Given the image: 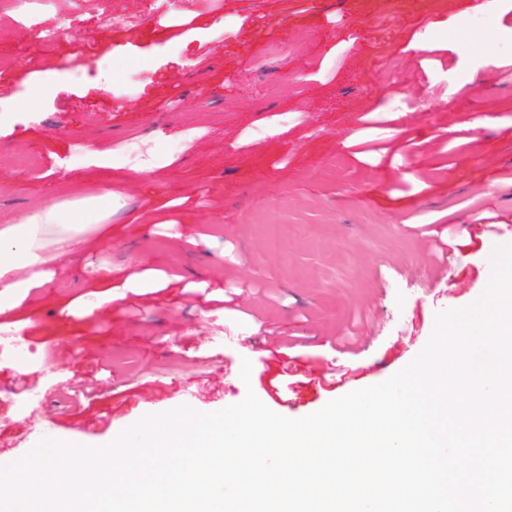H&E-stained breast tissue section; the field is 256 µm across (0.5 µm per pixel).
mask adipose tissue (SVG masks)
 <instances>
[{"instance_id": "obj_1", "label": "adipose tissue", "mask_w": 512, "mask_h": 512, "mask_svg": "<svg viewBox=\"0 0 512 512\" xmlns=\"http://www.w3.org/2000/svg\"><path fill=\"white\" fill-rule=\"evenodd\" d=\"M112 190L101 196L102 206L78 210L50 206L38 209L18 224L0 225V308L44 288L46 266L57 253L80 243L91 225L109 215L107 205L115 200Z\"/></svg>"}]
</instances>
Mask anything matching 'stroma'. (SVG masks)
I'll return each instance as SVG.
<instances>
[{
	"label": "stroma",
	"mask_w": 512,
	"mask_h": 512,
	"mask_svg": "<svg viewBox=\"0 0 512 512\" xmlns=\"http://www.w3.org/2000/svg\"><path fill=\"white\" fill-rule=\"evenodd\" d=\"M180 12L179 25L165 0H52L36 28L0 20V54L14 58L0 68V224L121 194L46 288L0 314L28 348L0 349V463L42 438L47 414L56 439L102 446L143 415L214 412L250 390L280 415L313 413L408 365L436 313L477 300L494 248L512 244V0H222L217 14L186 0ZM117 15L129 25L108 27ZM83 36L84 56L66 60ZM359 141L377 152L356 153ZM485 216L503 231L419 278L434 265L429 225ZM320 361L358 375L310 381Z\"/></svg>",
	"instance_id": "obj_1"
}]
</instances>
